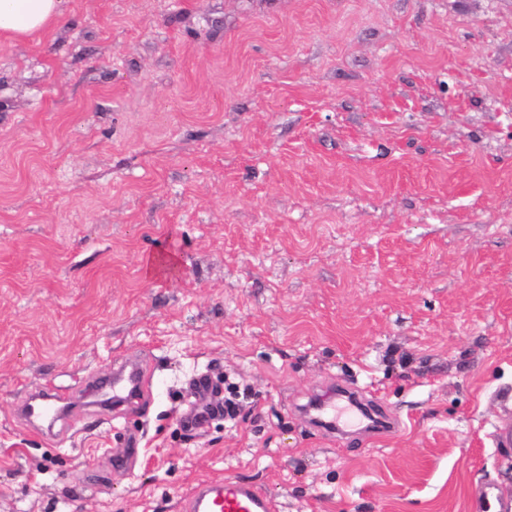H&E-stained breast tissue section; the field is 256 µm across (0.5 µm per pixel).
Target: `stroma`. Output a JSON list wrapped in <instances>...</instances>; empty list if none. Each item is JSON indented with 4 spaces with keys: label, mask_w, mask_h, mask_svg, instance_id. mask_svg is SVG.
<instances>
[{
    "label": "stroma",
    "mask_w": 512,
    "mask_h": 512,
    "mask_svg": "<svg viewBox=\"0 0 512 512\" xmlns=\"http://www.w3.org/2000/svg\"><path fill=\"white\" fill-rule=\"evenodd\" d=\"M136 355L142 412L87 396ZM202 372L235 422L184 424ZM348 380L401 429L314 428ZM48 386L57 436L17 411ZM503 388L512 0H66L0 39V512H181L229 476L276 512H477L512 496ZM479 499H481L484 507L480 510H486L493 505V512H511L512 498L504 497L498 486L492 483H484L476 489Z\"/></svg>",
    "instance_id": "obj_1"
}]
</instances>
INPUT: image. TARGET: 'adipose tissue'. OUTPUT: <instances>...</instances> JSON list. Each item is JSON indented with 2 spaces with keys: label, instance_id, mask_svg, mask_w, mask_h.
<instances>
[{
  "label": "adipose tissue",
  "instance_id": "obj_1",
  "mask_svg": "<svg viewBox=\"0 0 512 512\" xmlns=\"http://www.w3.org/2000/svg\"><path fill=\"white\" fill-rule=\"evenodd\" d=\"M64 0H0V37L22 41L58 22Z\"/></svg>",
  "mask_w": 512,
  "mask_h": 512
}]
</instances>
